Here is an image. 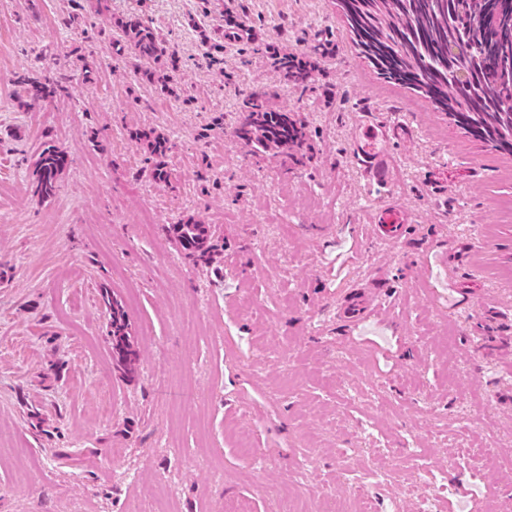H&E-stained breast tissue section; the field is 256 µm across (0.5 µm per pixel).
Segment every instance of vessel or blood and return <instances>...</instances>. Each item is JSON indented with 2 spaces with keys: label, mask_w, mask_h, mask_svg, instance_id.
<instances>
[{
  "label": "vessel or blood",
  "mask_w": 512,
  "mask_h": 512,
  "mask_svg": "<svg viewBox=\"0 0 512 512\" xmlns=\"http://www.w3.org/2000/svg\"><path fill=\"white\" fill-rule=\"evenodd\" d=\"M403 127L402 121L385 119L373 107L362 108L358 114L352 136L353 155L363 166L374 194L386 192L397 178L398 162L390 150V141ZM408 225L409 211L399 203L386 204L378 214V228L383 236H399ZM380 303L381 298L374 289H352L344 296L340 311L348 319L365 318Z\"/></svg>",
  "instance_id": "vessel-or-blood-1"
}]
</instances>
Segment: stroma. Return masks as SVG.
<instances>
[{"mask_svg":"<svg viewBox=\"0 0 512 512\" xmlns=\"http://www.w3.org/2000/svg\"><path fill=\"white\" fill-rule=\"evenodd\" d=\"M91 6L0 0V512H278L295 474V512H419L433 491L438 512L512 503V155L380 75L336 0ZM78 8L91 27L67 25ZM127 17L162 37L173 93L115 53ZM231 19L262 52L225 40ZM325 40L301 84L271 56ZM49 70L72 73L67 92L27 100L18 77ZM257 95L298 145L239 138ZM367 104L406 125L383 199L413 223L395 240L378 239L351 155ZM50 145L69 164L41 200L32 163ZM157 162L168 183L146 175ZM189 222L209 229L205 255L171 231ZM376 281L373 316L339 315ZM105 288L131 323L130 374ZM244 437L264 466L244 464ZM103 303L109 313V342L112 350V359L120 369L132 371L136 362V355L129 344V321L127 314L107 289L102 295Z\"/></svg>","mask_w":512,"mask_h":512,"instance_id":"1","label":"stroma"}]
</instances>
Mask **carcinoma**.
I'll list each match as a JSON object with an SVG mask.
<instances>
[{
    "mask_svg": "<svg viewBox=\"0 0 512 512\" xmlns=\"http://www.w3.org/2000/svg\"><path fill=\"white\" fill-rule=\"evenodd\" d=\"M358 38L364 57L385 77L423 92L436 108L452 114L474 137L512 155V0H337ZM124 42L140 61L159 60L163 40L138 19L115 22ZM470 48L448 55V44ZM284 75L308 77L311 61L284 54L276 58ZM469 73L462 81L459 73ZM69 77H47L18 83L38 100L67 90ZM297 127L288 117L258 98L248 102L240 137L256 147L283 148L297 140ZM68 155L44 148L35 162L36 192L51 197ZM173 232L190 254L203 250L209 231L203 224H175ZM109 313L112 359L131 371L136 355L129 344L127 314L110 291L102 295Z\"/></svg>",
    "mask_w": 512,
    "mask_h": 512,
    "instance_id": "1",
    "label": "carcinoma"
}]
</instances>
